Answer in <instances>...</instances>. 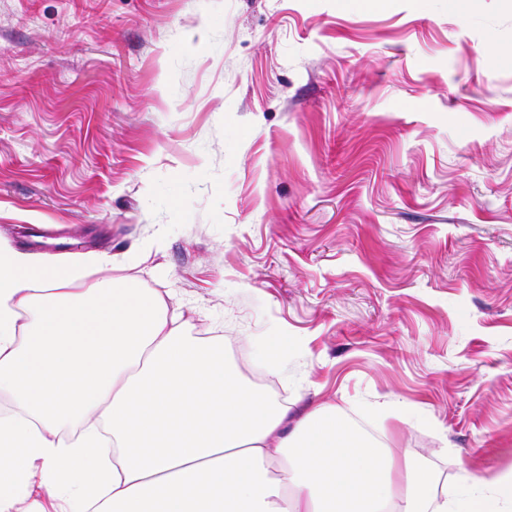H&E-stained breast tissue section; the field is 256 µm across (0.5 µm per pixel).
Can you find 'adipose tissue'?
Listing matches in <instances>:
<instances>
[{"mask_svg":"<svg viewBox=\"0 0 512 512\" xmlns=\"http://www.w3.org/2000/svg\"><path fill=\"white\" fill-rule=\"evenodd\" d=\"M0 241V512H512V475L442 482L333 404L292 412L135 276Z\"/></svg>","mask_w":512,"mask_h":512,"instance_id":"obj_1","label":"adipose tissue"}]
</instances>
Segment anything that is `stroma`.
<instances>
[{
  "label": "stroma",
  "mask_w": 512,
  "mask_h": 512,
  "mask_svg": "<svg viewBox=\"0 0 512 512\" xmlns=\"http://www.w3.org/2000/svg\"><path fill=\"white\" fill-rule=\"evenodd\" d=\"M105 252L275 398L512 471V0H0V239Z\"/></svg>",
  "instance_id": "1"
}]
</instances>
